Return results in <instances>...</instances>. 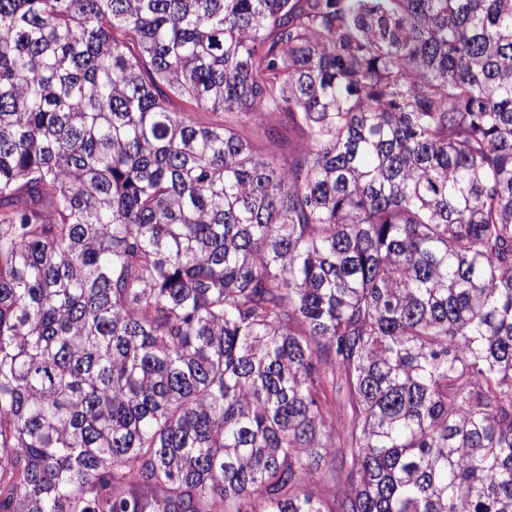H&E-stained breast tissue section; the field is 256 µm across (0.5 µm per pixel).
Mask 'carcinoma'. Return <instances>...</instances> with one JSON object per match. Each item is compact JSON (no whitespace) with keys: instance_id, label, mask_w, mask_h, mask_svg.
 <instances>
[{"instance_id":"cac0c4a2","label":"carcinoma","mask_w":512,"mask_h":512,"mask_svg":"<svg viewBox=\"0 0 512 512\" xmlns=\"http://www.w3.org/2000/svg\"><path fill=\"white\" fill-rule=\"evenodd\" d=\"M392 2L0 0V512H512V0Z\"/></svg>"}]
</instances>
